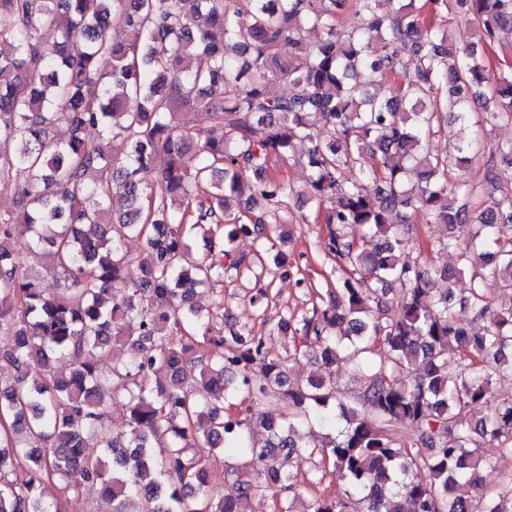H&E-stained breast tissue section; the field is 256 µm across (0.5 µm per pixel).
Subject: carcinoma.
Segmentation results:
<instances>
[{
	"instance_id": "1",
	"label": "carcinoma",
	"mask_w": 512,
	"mask_h": 512,
	"mask_svg": "<svg viewBox=\"0 0 512 512\" xmlns=\"http://www.w3.org/2000/svg\"><path fill=\"white\" fill-rule=\"evenodd\" d=\"M396 2L0 0V189L16 201L0 213V333L14 337L0 362L18 372L0 385V512H63L82 492L76 471L99 487L95 512H125L133 494L144 512H248L315 459L348 489L313 497L308 512H402V500L413 512H472L477 495L482 512H512V474L493 487L479 479L495 454L512 455V396L493 390L512 373V141L476 134L444 158L430 149L450 118L483 133L512 122V69L492 74L485 56L512 30V0ZM346 8L361 24L343 34ZM428 14L469 17L477 42L455 47ZM308 29L320 32L314 44ZM285 42L293 52L282 58ZM403 53L413 78L370 91ZM280 78L297 92L270 96ZM194 112L210 128H195ZM487 150L480 196L465 170ZM367 152L379 166L365 165ZM272 160L308 170L306 201L329 225L321 248L348 273L312 315L272 327L301 332L336 377L353 372L354 406L337 380L291 383L287 365L306 351L274 353L194 301L224 282L241 237L258 249L255 267L230 264L236 276H289L288 255L264 245L268 220L296 195ZM117 192L128 199L118 216ZM415 205L448 227L438 249L457 269L428 266L401 236L393 216ZM463 222L465 241L454 235ZM199 230L208 237L196 255ZM130 239L142 246L135 259ZM34 261L56 274L58 292L43 288ZM394 287L405 291L395 311ZM113 342L126 358L104 371L97 355ZM280 395L287 410H262ZM116 400L126 419L111 430L101 409ZM314 424L331 434L301 440ZM217 462L255 478L218 499Z\"/></svg>"
}]
</instances>
